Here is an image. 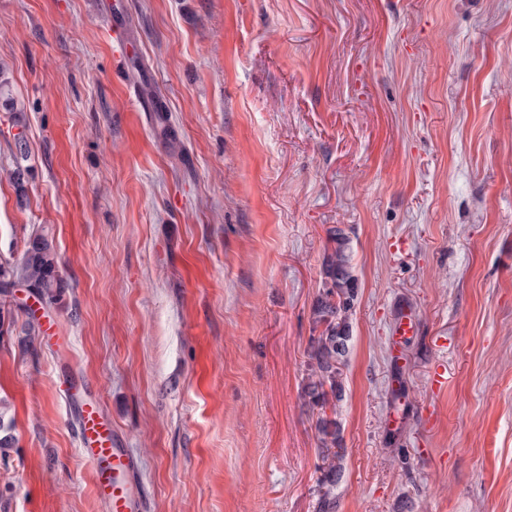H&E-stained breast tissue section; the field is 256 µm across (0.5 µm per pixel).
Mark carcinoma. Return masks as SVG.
<instances>
[{
    "label": "carcinoma",
    "mask_w": 512,
    "mask_h": 512,
    "mask_svg": "<svg viewBox=\"0 0 512 512\" xmlns=\"http://www.w3.org/2000/svg\"><path fill=\"white\" fill-rule=\"evenodd\" d=\"M0 108L21 116L26 105L16 95L7 71L0 69ZM30 176V168L16 164L10 172V179L24 198L25 183ZM345 274L336 277V256L326 257L322 264L323 288L313 305L314 328L320 329L317 336L310 338L307 350V373L303 385L305 404L319 409L316 421L320 457L318 466V494L316 512H337L334 489L342 479L344 459L342 426L336 418V404L344 400L343 382L336 377V360L346 362L352 332L342 339V348L336 349V320L352 315L358 288L353 265L351 241L341 256ZM23 285L34 291L43 303L53 305L58 302L64 282L59 274L56 246L48 235L36 232L25 243L23 255L18 262H0V288L8 289ZM8 408L0 402V448H9L15 441L12 434L13 419L7 417Z\"/></svg>",
    "instance_id": "obj_1"
}]
</instances>
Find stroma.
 <instances>
[{
  "mask_svg": "<svg viewBox=\"0 0 512 512\" xmlns=\"http://www.w3.org/2000/svg\"><path fill=\"white\" fill-rule=\"evenodd\" d=\"M0 65L26 104L0 111V260L46 233L65 285L60 346L0 290V512H107L79 378L144 512H315L336 225L359 284L337 512H512V0H0Z\"/></svg>",
  "mask_w": 512,
  "mask_h": 512,
  "instance_id": "stroma-1",
  "label": "stroma"
}]
</instances>
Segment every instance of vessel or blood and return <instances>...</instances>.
I'll return each mask as SVG.
<instances>
[{"mask_svg":"<svg viewBox=\"0 0 512 512\" xmlns=\"http://www.w3.org/2000/svg\"><path fill=\"white\" fill-rule=\"evenodd\" d=\"M78 415L79 452L92 469L96 496L109 512H142L136 459L129 449L119 446L96 404L81 401Z\"/></svg>","mask_w":512,"mask_h":512,"instance_id":"b4317fda","label":"vessel or blood"}]
</instances>
